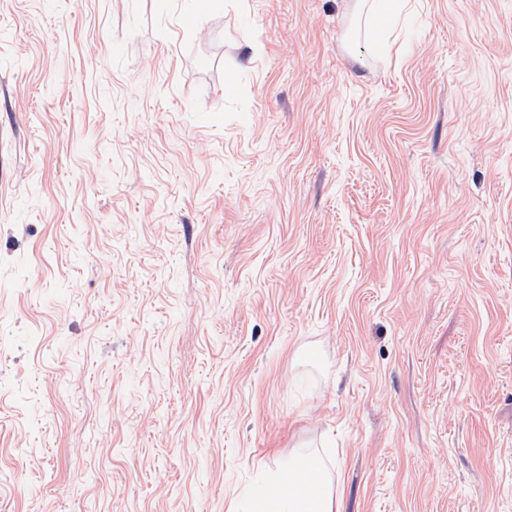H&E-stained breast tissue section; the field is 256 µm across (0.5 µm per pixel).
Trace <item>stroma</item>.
I'll list each match as a JSON object with an SVG mask.
<instances>
[{
    "label": "stroma",
    "instance_id": "stroma-1",
    "mask_svg": "<svg viewBox=\"0 0 512 512\" xmlns=\"http://www.w3.org/2000/svg\"><path fill=\"white\" fill-rule=\"evenodd\" d=\"M0 0V512H512V0ZM369 20L366 31L368 39L382 43L384 28L402 12L406 0H371ZM298 457L292 460L288 469L276 476L279 493L271 500L267 512H340L338 497L331 492L323 476V468L317 457ZM309 467L310 480L307 491L302 495L290 492L294 483L293 471L302 461Z\"/></svg>",
    "mask_w": 512,
    "mask_h": 512
}]
</instances>
